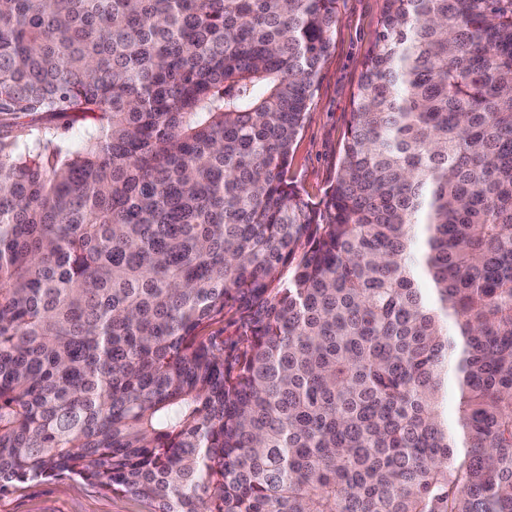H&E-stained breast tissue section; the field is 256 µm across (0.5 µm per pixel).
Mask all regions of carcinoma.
I'll return each mask as SVG.
<instances>
[{"label":"carcinoma","mask_w":512,"mask_h":512,"mask_svg":"<svg viewBox=\"0 0 512 512\" xmlns=\"http://www.w3.org/2000/svg\"><path fill=\"white\" fill-rule=\"evenodd\" d=\"M336 2L0 0V492L512 512V0H384L312 202Z\"/></svg>","instance_id":"cac0c4a2"}]
</instances>
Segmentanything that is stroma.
Masks as SVG:
<instances>
[{
  "mask_svg": "<svg viewBox=\"0 0 512 512\" xmlns=\"http://www.w3.org/2000/svg\"><path fill=\"white\" fill-rule=\"evenodd\" d=\"M383 6L384 0H338L332 47L318 74L288 167L289 181L311 200H319L336 180L352 93L372 49ZM0 512H151V507L142 499L102 489L91 481L63 477L11 487L0 494Z\"/></svg>",
  "mask_w": 512,
  "mask_h": 512,
  "instance_id": "1",
  "label": "stroma"
}]
</instances>
